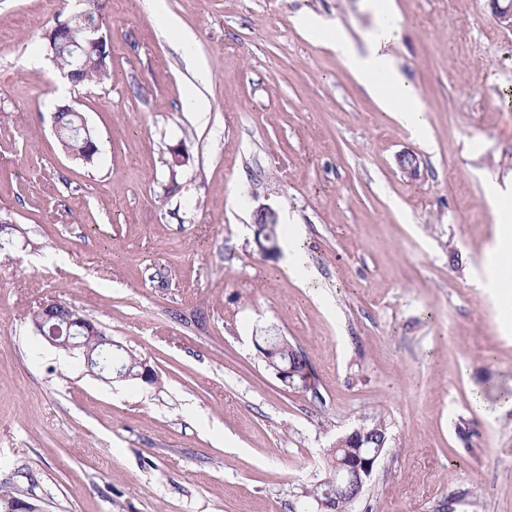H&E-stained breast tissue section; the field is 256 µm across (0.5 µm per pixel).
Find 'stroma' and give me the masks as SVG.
Here are the masks:
<instances>
[{
  "instance_id": "stroma-1",
  "label": "stroma",
  "mask_w": 512,
  "mask_h": 512,
  "mask_svg": "<svg viewBox=\"0 0 512 512\" xmlns=\"http://www.w3.org/2000/svg\"><path fill=\"white\" fill-rule=\"evenodd\" d=\"M166 3L203 78L148 0H106L111 76L61 97L44 35L75 0H0V217L19 228L0 250V489L44 512H320L327 449L379 423L387 450L349 512H512V322L487 202L512 179V30L490 0H394L424 144L301 25L362 42L367 0ZM65 104L96 134L94 166L58 138ZM261 205L300 240L262 254ZM49 300L158 382L50 346L32 323ZM266 332L305 353L313 388L266 367Z\"/></svg>"
}]
</instances>
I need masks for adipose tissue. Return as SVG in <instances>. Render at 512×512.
Returning <instances> with one entry per match:
<instances>
[{
    "label": "adipose tissue",
    "mask_w": 512,
    "mask_h": 512,
    "mask_svg": "<svg viewBox=\"0 0 512 512\" xmlns=\"http://www.w3.org/2000/svg\"><path fill=\"white\" fill-rule=\"evenodd\" d=\"M376 27L362 43L352 41L340 26L316 17L305 18L304 28L317 40L330 46L358 84L379 107L393 113L397 121L414 135H423L426 120L417 93L399 74L395 59L386 51L394 32L393 0H368ZM499 234L491 267L495 285L506 314H512V199L498 201Z\"/></svg>",
    "instance_id": "1"
}]
</instances>
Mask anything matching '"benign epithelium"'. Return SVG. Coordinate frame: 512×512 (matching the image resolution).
I'll return each instance as SVG.
<instances>
[{"mask_svg":"<svg viewBox=\"0 0 512 512\" xmlns=\"http://www.w3.org/2000/svg\"><path fill=\"white\" fill-rule=\"evenodd\" d=\"M495 4V18L498 23L512 30V0L500 5V0H491ZM91 38L89 49L77 54V60L83 67H93L100 63L104 49H112V33L103 29L99 23L90 25ZM36 331L52 346H65L69 350L82 352L89 372L105 373L100 351L110 350L114 346L112 339L104 334L97 325L88 321L83 312L60 302L41 305L40 318L34 320ZM382 449L374 452L355 454L343 463V482L348 486L352 498H357L364 486V476L373 472Z\"/></svg>","mask_w":512,"mask_h":512,"instance_id":"1","label":"benign epithelium"}]
</instances>
